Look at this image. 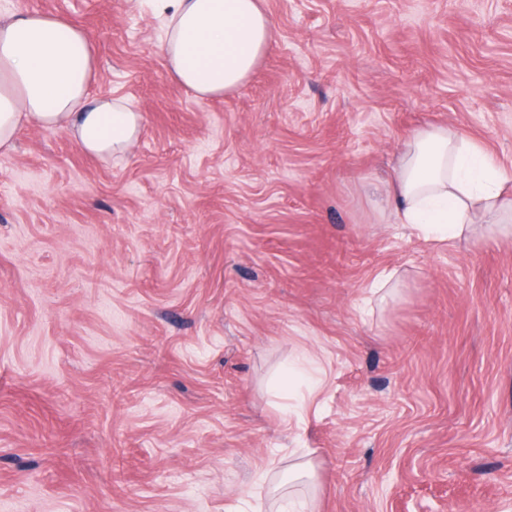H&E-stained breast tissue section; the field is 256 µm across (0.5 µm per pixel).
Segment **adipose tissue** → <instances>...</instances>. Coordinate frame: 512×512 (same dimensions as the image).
<instances>
[{
  "label": "adipose tissue",
  "instance_id": "obj_1",
  "mask_svg": "<svg viewBox=\"0 0 512 512\" xmlns=\"http://www.w3.org/2000/svg\"><path fill=\"white\" fill-rule=\"evenodd\" d=\"M168 74L197 98L242 86L273 42L263 0H160ZM97 59L88 35L65 19L26 12L0 25V152L19 130H64L109 162L137 142L142 114L127 101L92 96ZM389 195L398 223L428 240H477L480 224L512 214V177L483 146L425 125L403 141Z\"/></svg>",
  "mask_w": 512,
  "mask_h": 512
}]
</instances>
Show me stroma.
Masks as SVG:
<instances>
[{
    "label": "stroma",
    "mask_w": 512,
    "mask_h": 512,
    "mask_svg": "<svg viewBox=\"0 0 512 512\" xmlns=\"http://www.w3.org/2000/svg\"><path fill=\"white\" fill-rule=\"evenodd\" d=\"M273 45L201 100L155 0H0L91 35L143 115L103 162L0 155V512H512V237L396 224L389 164L446 125L512 171V0H265ZM395 274L374 314L368 282Z\"/></svg>",
    "instance_id": "obj_1"
}]
</instances>
